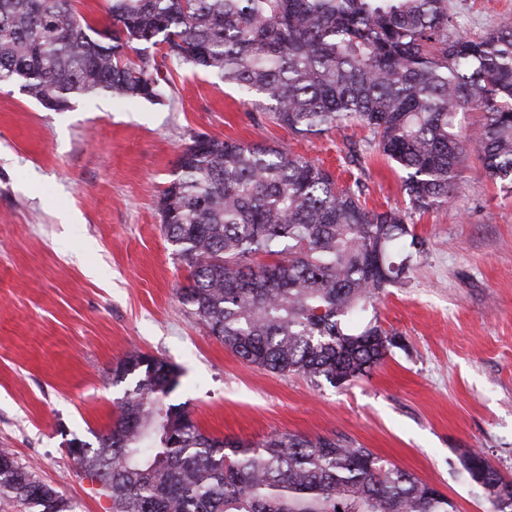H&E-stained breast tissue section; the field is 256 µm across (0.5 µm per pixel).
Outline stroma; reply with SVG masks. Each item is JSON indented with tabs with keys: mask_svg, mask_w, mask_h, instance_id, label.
Segmentation results:
<instances>
[{
	"mask_svg": "<svg viewBox=\"0 0 512 512\" xmlns=\"http://www.w3.org/2000/svg\"><path fill=\"white\" fill-rule=\"evenodd\" d=\"M453 34H481L512 0H449ZM164 103L116 95L42 107L0 86V448L70 502L111 512L68 451L113 421L127 354L175 365L170 396L207 433L342 435L414 473L458 512H484L460 464L482 452L512 476V193L467 155L450 203L414 214L425 242L411 277L377 304L397 347L343 388L244 364L179 297L187 268L158 201L193 136L279 145L348 182L344 143L360 126L301 136L265 120L219 78L167 62ZM372 208H405L399 174L371 154L361 175Z\"/></svg>",
	"mask_w": 512,
	"mask_h": 512,
	"instance_id": "1",
	"label": "stroma"
}]
</instances>
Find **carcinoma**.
Segmentation results:
<instances>
[{
    "label": "carcinoma",
    "mask_w": 512,
    "mask_h": 512,
    "mask_svg": "<svg viewBox=\"0 0 512 512\" xmlns=\"http://www.w3.org/2000/svg\"><path fill=\"white\" fill-rule=\"evenodd\" d=\"M77 0H0V84L60 112L77 96L163 101L149 47L239 88L297 135L359 123L400 172L408 209L367 207L364 182L338 185L281 146L196 135L160 198L167 241L189 270L180 299L224 347L257 368L344 387L381 364L395 333L368 310L403 282L424 242L408 211L448 202L473 150L512 189V18L451 36L448 0H111L97 30ZM136 58H130V53ZM484 114L468 128L465 113ZM112 428L74 458L112 512H455L447 495L339 436L260 441L204 433L168 402L177 368L131 353ZM489 486L480 452L462 459ZM0 448V499L70 512L62 495Z\"/></svg>",
    "instance_id": "1"
}]
</instances>
